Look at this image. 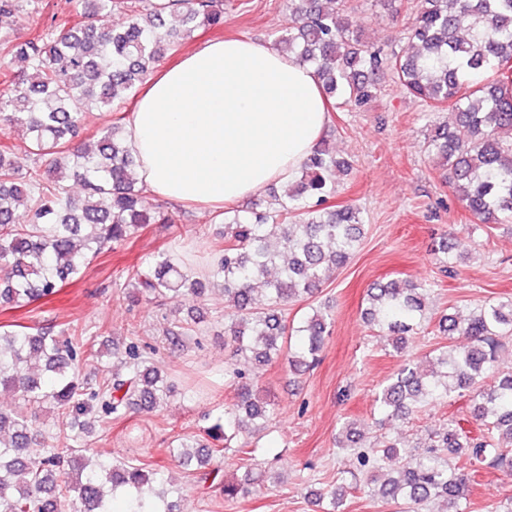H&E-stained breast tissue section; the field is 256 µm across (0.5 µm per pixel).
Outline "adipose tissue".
<instances>
[{
  "label": "adipose tissue",
  "instance_id": "adipose-tissue-1",
  "mask_svg": "<svg viewBox=\"0 0 512 512\" xmlns=\"http://www.w3.org/2000/svg\"><path fill=\"white\" fill-rule=\"evenodd\" d=\"M328 122L312 67L231 37L150 72L127 139L151 194L211 207L294 179Z\"/></svg>",
  "mask_w": 512,
  "mask_h": 512
}]
</instances>
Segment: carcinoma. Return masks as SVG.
<instances>
[{
    "label": "carcinoma",
    "mask_w": 512,
    "mask_h": 512,
    "mask_svg": "<svg viewBox=\"0 0 512 512\" xmlns=\"http://www.w3.org/2000/svg\"><path fill=\"white\" fill-rule=\"evenodd\" d=\"M115 7L128 11L122 28L110 23ZM21 11L38 12L39 0H0V15ZM288 12V27L275 34L274 45L313 67L337 105L367 104L389 76L431 109L453 112V123L430 125L428 154L474 223L512 224V96L502 94L500 79L512 68V0H420L411 25L398 31L409 48L389 56L354 31L348 0H336L334 9L325 0H288ZM222 26L224 0H93L77 20L54 16L31 37L0 39V56L24 63L19 73L0 72V304L22 307L50 296L89 257L133 242L150 224L177 223L147 201L124 117L102 128L92 146L76 137L87 112L121 107L195 31ZM19 124L26 127L32 158L24 173L7 142L8 131ZM350 170L349 161L323 142L275 210L225 211L223 242L203 279L173 252L155 255L146 271L127 272L134 295L159 306L186 296L189 315L205 301L208 285L224 289L234 309L224 321V344L230 347L224 378L234 385L237 401L224 409V423L214 424L211 439L224 442L226 450L246 453L247 443L232 442L248 428H265L274 415L237 363L283 359L289 370L299 371L319 360L330 332L327 318L314 309L291 323L283 311L315 297L360 247V209L330 204L336 173ZM45 172L53 179L45 180ZM70 181L81 185L82 195L70 194ZM273 237L281 249H271ZM259 291L264 307L256 306ZM426 292L410 280L377 284L364 318L387 332L399 352L426 319ZM436 332L448 340L464 336L468 345L436 343L429 373L404 362L378 395L377 425L472 391L471 416L482 433L469 436L450 419L422 452L409 455L384 480V460L409 447L404 438L381 436L360 446L346 428L338 447L351 452L363 487L385 503L417 510L439 498L446 512H466L469 477L450 456L472 469L512 472V372H495L503 339L512 338V297L480 305L465 318L443 314ZM34 356L45 361L41 376L34 374ZM96 358L76 328L49 336L29 326H0V386L30 405L28 414L0 411V512H58V502L66 499L76 512H112L118 493L125 495L123 512H174L163 506L162 488L170 481L162 470L102 460L88 471L64 459L56 438L38 429L39 413L57 409L60 433L76 441L86 430L81 418L95 408L104 420L119 418L174 395L167 372L135 341L124 349L122 369L99 380L79 378V367ZM172 451L182 465L200 469L221 449L183 439ZM32 455L33 465L27 462ZM257 482L227 481L224 497L247 500Z\"/></svg>",
    "instance_id": "1"
}]
</instances>
